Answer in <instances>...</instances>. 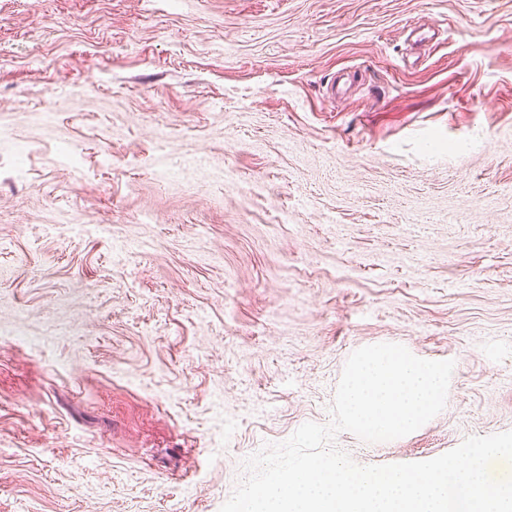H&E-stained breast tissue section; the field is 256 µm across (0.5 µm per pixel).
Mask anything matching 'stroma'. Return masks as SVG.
Wrapping results in <instances>:
<instances>
[{
	"label": "stroma",
	"mask_w": 512,
	"mask_h": 512,
	"mask_svg": "<svg viewBox=\"0 0 512 512\" xmlns=\"http://www.w3.org/2000/svg\"><path fill=\"white\" fill-rule=\"evenodd\" d=\"M379 343L356 464L512 430V0H0V512H220Z\"/></svg>",
	"instance_id": "35a3bbf8"
}]
</instances>
